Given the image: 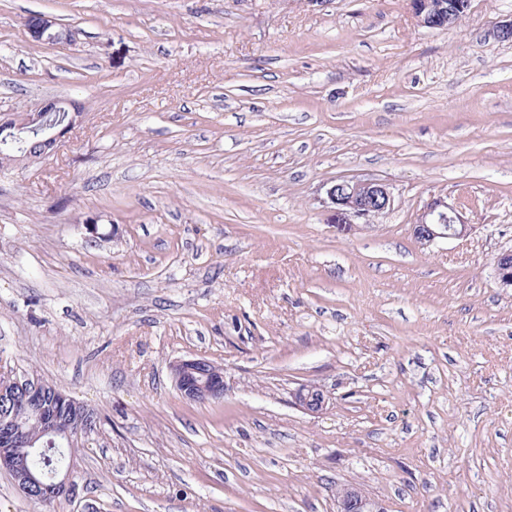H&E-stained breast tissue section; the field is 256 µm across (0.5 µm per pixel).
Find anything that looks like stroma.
<instances>
[{"mask_svg":"<svg viewBox=\"0 0 512 512\" xmlns=\"http://www.w3.org/2000/svg\"><path fill=\"white\" fill-rule=\"evenodd\" d=\"M33 14L72 31L31 40ZM512 0H0V113L87 117L0 172V363L102 425L54 512H512ZM392 208L350 223L336 179ZM469 232L421 245L424 207ZM96 217L105 238L85 239ZM224 368L183 399L170 367ZM332 400L295 402L304 385ZM438 0H408L409 8L417 23L424 27H433L435 22L445 18L444 9ZM327 197L338 214L363 223H370L390 210L394 202L389 185L375 178L337 179L328 189ZM212 363L202 358L181 360L173 365V379L181 396L199 402L224 396V373L212 369ZM295 399L300 407L311 414H319L326 408L329 402L327 395L317 385L301 388L296 393ZM336 512H385L379 501L369 497L363 489L350 484L336 493Z\"/></svg>","mask_w":512,"mask_h":512,"instance_id":"35a3bbf8","label":"stroma"}]
</instances>
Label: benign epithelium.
<instances>
[{
  "instance_id": "obj_1",
  "label": "benign epithelium",
  "mask_w": 512,
  "mask_h": 512,
  "mask_svg": "<svg viewBox=\"0 0 512 512\" xmlns=\"http://www.w3.org/2000/svg\"><path fill=\"white\" fill-rule=\"evenodd\" d=\"M409 8L417 23L432 27L444 18L453 20V11H444L437 0H408ZM30 37L48 45L73 41V34L56 29V22L45 15L37 16L36 23L28 24ZM68 102L64 99L48 102L34 111H21L0 116V129L11 134V139L3 141L5 150L12 146L26 144L30 134H42L40 144L55 150L62 139L83 120V114L73 112L67 122L52 124L47 121L51 112H61ZM329 202L336 212L365 223L390 210L393 195L390 187L375 178H341L336 180L327 191ZM465 208L458 200L450 205L436 198L428 203L417 224L413 225V234L422 245H429L438 239L460 237L466 233L467 225L461 220ZM495 279L498 287L512 288V249L500 252V262L495 266ZM175 386L181 396L189 401L218 399L224 396V373L211 368V362L194 358L181 360L172 367ZM47 386L37 382H26L8 367L0 365V400L13 399L21 394L25 405L31 407L35 418L39 419L42 433L55 437L58 435V417L55 406L63 403H77L72 397L54 393L50 403H44ZM296 402L311 414L322 412L329 398L317 385L301 388L295 395ZM27 442L25 433L16 428L7 415H0V469L12 477L16 487L27 497L38 498L46 502H55L73 494L75 484L72 481L74 458L58 465L51 471L38 469L19 456L16 448ZM336 512H385L379 501L369 497L363 489L350 484L336 493Z\"/></svg>"
}]
</instances>
